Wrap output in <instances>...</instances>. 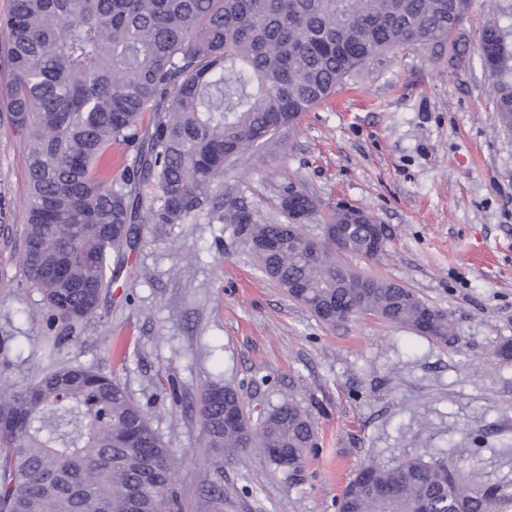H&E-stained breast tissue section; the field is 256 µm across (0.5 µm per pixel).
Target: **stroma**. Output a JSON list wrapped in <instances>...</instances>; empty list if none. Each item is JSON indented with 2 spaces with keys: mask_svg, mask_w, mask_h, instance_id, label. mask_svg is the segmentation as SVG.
Returning a JSON list of instances; mask_svg holds the SVG:
<instances>
[{
  "mask_svg": "<svg viewBox=\"0 0 512 512\" xmlns=\"http://www.w3.org/2000/svg\"><path fill=\"white\" fill-rule=\"evenodd\" d=\"M512 25V0H473L460 33L467 61L404 48L375 57L297 125L242 156L214 197L283 220L288 185L315 210L319 236L337 205L386 225L358 273L399 282L452 314L444 345L370 315L328 326L270 281L232 228L149 224L96 315L59 360L115 374L176 450L182 512H336L366 465L420 458L512 492V127L496 116L478 55L484 24ZM28 195L24 145L0 115V379L24 389L46 364L40 292L17 266ZM127 355L117 366L109 345ZM236 387L250 420L292 399L318 446L301 469L251 450L216 458L199 415L203 387ZM219 467L214 507L200 473Z\"/></svg>",
  "mask_w": 512,
  "mask_h": 512,
  "instance_id": "1",
  "label": "stroma"
}]
</instances>
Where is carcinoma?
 <instances>
[{
    "instance_id": "obj_1",
    "label": "carcinoma",
    "mask_w": 512,
    "mask_h": 512,
    "mask_svg": "<svg viewBox=\"0 0 512 512\" xmlns=\"http://www.w3.org/2000/svg\"><path fill=\"white\" fill-rule=\"evenodd\" d=\"M471 0H11L0 16L8 34L9 123L27 150L28 198L20 250L24 276L38 289L55 332L56 356L72 326L95 314L112 261L139 244L144 224H229L279 287L319 321H343L353 307L418 331L430 308L412 289L367 278L345 287L350 270L328 243L314 262L288 245L306 236L258 217L235 199L214 201L213 185L247 151L297 122L375 56L405 47L448 45ZM489 24L478 48L494 88L512 74V51ZM153 113L142 127L143 115ZM133 151L112 178V144ZM157 195L147 198L143 184ZM60 265L58 278L48 269ZM429 339L456 341L436 310ZM206 447L273 450L297 469L316 445L311 413L290 400L249 424L237 389H203ZM175 452L146 411L113 377L61 365L23 391L0 382V512H172ZM388 496L346 488L342 512H497L501 488L461 484L449 464L409 459L366 466Z\"/></svg>"
}]
</instances>
